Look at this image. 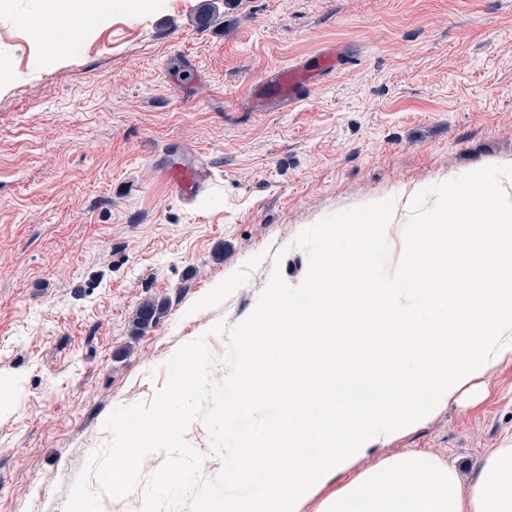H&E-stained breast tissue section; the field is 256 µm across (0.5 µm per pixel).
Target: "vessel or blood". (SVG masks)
Returning <instances> with one entry per match:
<instances>
[{"mask_svg": "<svg viewBox=\"0 0 512 512\" xmlns=\"http://www.w3.org/2000/svg\"><path fill=\"white\" fill-rule=\"evenodd\" d=\"M337 65L338 54L335 48L329 47L316 54L313 60L274 70L265 84L275 97L293 102L325 77L334 74ZM167 179L172 195L190 202L205 186L208 170L202 165L175 168L169 171Z\"/></svg>", "mask_w": 512, "mask_h": 512, "instance_id": "1", "label": "vessel or blood"}]
</instances>
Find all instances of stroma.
<instances>
[{"label":"stroma","mask_w":512,"mask_h":512,"mask_svg":"<svg viewBox=\"0 0 512 512\" xmlns=\"http://www.w3.org/2000/svg\"><path fill=\"white\" fill-rule=\"evenodd\" d=\"M0 7V512H64L119 406L150 402L175 351L205 337L220 381L233 327L272 272L309 259L299 232L390 199L388 268L422 190L512 166V0H155L77 44L72 21ZM339 50L297 102L275 68ZM207 164L195 202L165 169ZM167 299L131 333L137 308ZM512 437V361L357 460L422 450L462 474ZM164 454L107 512H143Z\"/></svg>","instance_id":"1"}]
</instances>
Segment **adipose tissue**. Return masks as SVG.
<instances>
[{"mask_svg": "<svg viewBox=\"0 0 512 512\" xmlns=\"http://www.w3.org/2000/svg\"><path fill=\"white\" fill-rule=\"evenodd\" d=\"M49 10L71 14L76 35L96 28L113 12L144 0H46ZM317 512H512V442L490 449L470 476L420 450L385 458L324 495Z\"/></svg>", "mask_w": 512, "mask_h": 512, "instance_id": "adipose-tissue-1", "label": "adipose tissue"}]
</instances>
